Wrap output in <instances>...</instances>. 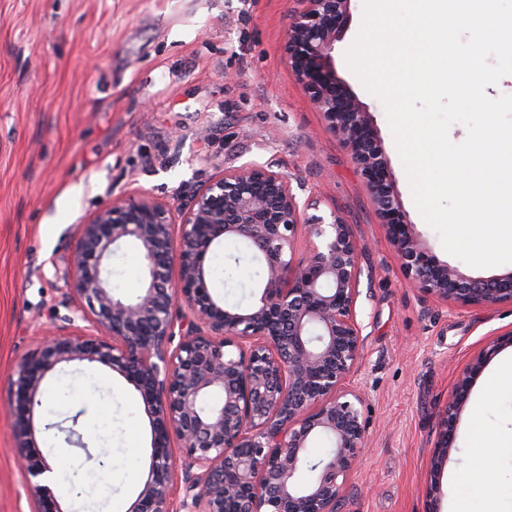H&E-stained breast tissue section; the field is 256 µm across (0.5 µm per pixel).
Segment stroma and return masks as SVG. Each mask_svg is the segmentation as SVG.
I'll use <instances>...</instances> for the list:
<instances>
[{
  "instance_id": "obj_1",
  "label": "stroma",
  "mask_w": 512,
  "mask_h": 512,
  "mask_svg": "<svg viewBox=\"0 0 512 512\" xmlns=\"http://www.w3.org/2000/svg\"><path fill=\"white\" fill-rule=\"evenodd\" d=\"M307 0H0V512H38L11 434L19 363L54 327L78 319L70 290L78 226L101 206L140 194L177 206L212 177L248 163L285 177L315 216L340 215L367 249L357 321L365 339L354 384L364 403L365 451L346 478L337 512H448V475L462 474L464 512H512V388L467 400L443 474L433 476L439 416L458 372L512 330V303L461 305L423 295L405 278L352 155L329 131L296 79L286 49ZM336 41V77L366 106L408 222L440 259L448 255L417 210L382 102L349 69L345 52L363 0ZM206 261L212 295L249 308L262 265L217 240ZM116 296L144 286L133 244L106 265ZM65 402L37 407L34 455L58 467L63 512H128L147 476L152 428L140 394L110 368L60 365L44 389ZM84 447L67 442V429ZM496 447H483L481 435ZM480 462L497 481H469ZM88 481L81 500L64 475Z\"/></svg>"
}]
</instances>
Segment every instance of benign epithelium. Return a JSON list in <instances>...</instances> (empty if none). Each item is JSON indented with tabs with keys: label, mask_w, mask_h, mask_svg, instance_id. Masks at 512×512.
Instances as JSON below:
<instances>
[{
	"label": "benign epithelium",
	"mask_w": 512,
	"mask_h": 512,
	"mask_svg": "<svg viewBox=\"0 0 512 512\" xmlns=\"http://www.w3.org/2000/svg\"><path fill=\"white\" fill-rule=\"evenodd\" d=\"M351 0H309L288 29L291 68L329 130L350 149L372 194L385 237L418 292L462 305L512 302V272L473 277L440 260L404 219L378 136L365 105L330 68ZM180 228L177 275L171 274L174 226ZM315 242L294 258L299 227ZM261 259L264 282L248 309L224 306L210 292L206 259L219 238ZM135 245L145 272L133 299L112 293L102 275L120 241ZM363 247L351 225L332 215L307 219L285 177L250 164L210 179L186 207L142 195L105 205L79 225L70 275L89 327L69 321L19 365L13 436L29 494L40 512H62L44 478L51 471L30 448L41 385L58 365L99 363L140 393L152 423L148 479L130 512H174L171 440L182 450L190 512H336L343 480L365 447L360 393L351 379L365 338L356 317ZM180 302L186 328L172 315ZM512 331L459 373L438 422L431 469L446 464L458 414L484 364ZM211 392L222 402L201 403ZM324 435L333 451L311 466L313 482L295 475L309 442Z\"/></svg>",
	"instance_id": "benign-epithelium-1"
}]
</instances>
